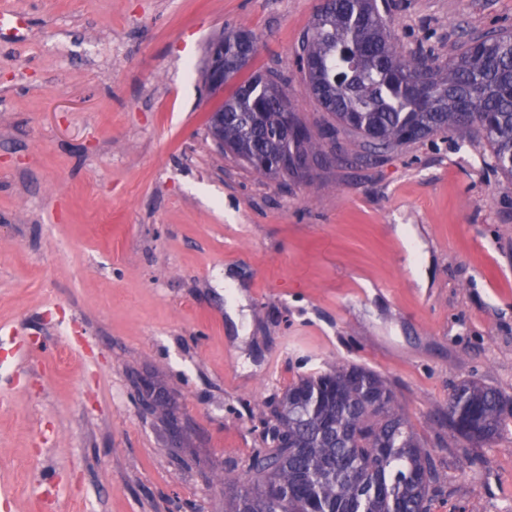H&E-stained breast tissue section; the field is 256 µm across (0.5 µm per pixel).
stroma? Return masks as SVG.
<instances>
[{
  "instance_id": "1",
  "label": "stroma",
  "mask_w": 512,
  "mask_h": 512,
  "mask_svg": "<svg viewBox=\"0 0 512 512\" xmlns=\"http://www.w3.org/2000/svg\"><path fill=\"white\" fill-rule=\"evenodd\" d=\"M320 0H0V512H224L259 445L252 411L356 362L387 379L438 480L430 512H512V426L457 451L454 384L512 397V181L478 133L372 156L339 131L302 175L220 155L211 38L276 68L329 121L297 51ZM397 47L512 29V0H386ZM427 253L417 287L391 228ZM240 279V324L224 275ZM163 395L152 409L144 387ZM257 51V41L253 37L251 42H244L236 31L221 34L211 41L205 68V87L210 94L223 92L228 71H234L236 61L240 55L254 57Z\"/></svg>"
}]
</instances>
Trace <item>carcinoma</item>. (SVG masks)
I'll list each match as a JSON object with an SVG mask.
<instances>
[{"instance_id":"obj_1","label":"carcinoma","mask_w":512,"mask_h":512,"mask_svg":"<svg viewBox=\"0 0 512 512\" xmlns=\"http://www.w3.org/2000/svg\"><path fill=\"white\" fill-rule=\"evenodd\" d=\"M257 41L224 35V66L255 55ZM307 86L331 117L328 130L374 153L439 131L482 133L496 169L512 179V32L448 46V61L405 54L377 0H323L302 41ZM248 81L224 100V150L268 175L271 161L322 150L276 86ZM388 381L353 362L304 375L265 403L259 447L242 474L224 475V512H429L436 463ZM512 419V399L463 380L448 402V435L461 450L488 445Z\"/></svg>"}]
</instances>
